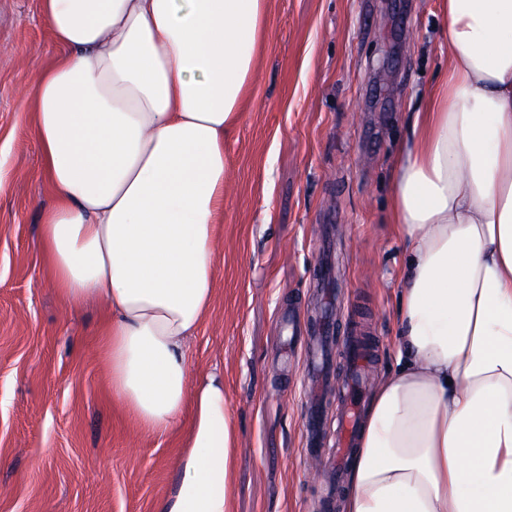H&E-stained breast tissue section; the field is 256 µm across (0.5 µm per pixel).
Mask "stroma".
<instances>
[{
  "mask_svg": "<svg viewBox=\"0 0 512 512\" xmlns=\"http://www.w3.org/2000/svg\"><path fill=\"white\" fill-rule=\"evenodd\" d=\"M446 27L442 0H269L256 81L224 140L213 305L187 348L194 373L224 372L231 512H327L305 455L308 350L277 323L310 322L325 261L332 344L363 333L374 375L394 365V169L447 67ZM56 55L39 0H0V512H157L182 432L141 433L112 395L102 308L69 309L44 259L32 81Z\"/></svg>",
  "mask_w": 512,
  "mask_h": 512,
  "instance_id": "35a3bbf8",
  "label": "stroma"
}]
</instances>
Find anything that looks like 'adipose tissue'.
Here are the masks:
<instances>
[{
    "instance_id": "adipose-tissue-1",
    "label": "adipose tissue",
    "mask_w": 512,
    "mask_h": 512,
    "mask_svg": "<svg viewBox=\"0 0 512 512\" xmlns=\"http://www.w3.org/2000/svg\"><path fill=\"white\" fill-rule=\"evenodd\" d=\"M34 73L53 202L42 246L72 306L108 315L113 394L151 435L191 421L158 512H229L224 373L186 349L209 312L224 137L268 0H40ZM448 70L394 174L395 369L374 383L341 512H512V0H444Z\"/></svg>"
}]
</instances>
